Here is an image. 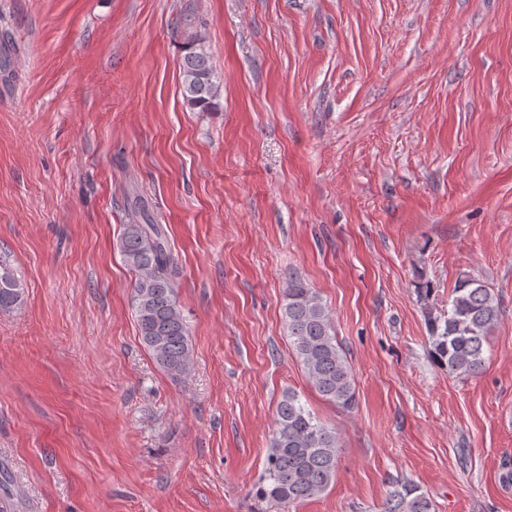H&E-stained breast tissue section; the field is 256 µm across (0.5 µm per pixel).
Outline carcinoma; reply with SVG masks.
I'll use <instances>...</instances> for the list:
<instances>
[{
  "label": "carcinoma",
  "instance_id": "cac0c4a2",
  "mask_svg": "<svg viewBox=\"0 0 512 512\" xmlns=\"http://www.w3.org/2000/svg\"><path fill=\"white\" fill-rule=\"evenodd\" d=\"M186 103L210 107L220 82L209 53L198 43L185 48L180 62ZM118 251L135 275L131 306L141 344L168 377L178 380L191 365L192 347L177 298L174 261L166 228L141 205L134 204L130 222L117 240ZM25 284L11 262L0 255V311L24 302ZM283 317L290 344L310 386L327 402L344 409L356 404L350 365L336 339L333 319L320 295L298 276L288 275ZM501 308L494 292L464 278L448 297V309H427L433 356L448 373L468 378L485 365V345L499 322ZM336 432L326 427L301 402L283 394L275 415V431L262 475L253 487L260 505L283 510L324 494L336 476ZM382 512H435L432 500L405 480H394Z\"/></svg>",
  "mask_w": 512,
  "mask_h": 512
}]
</instances>
